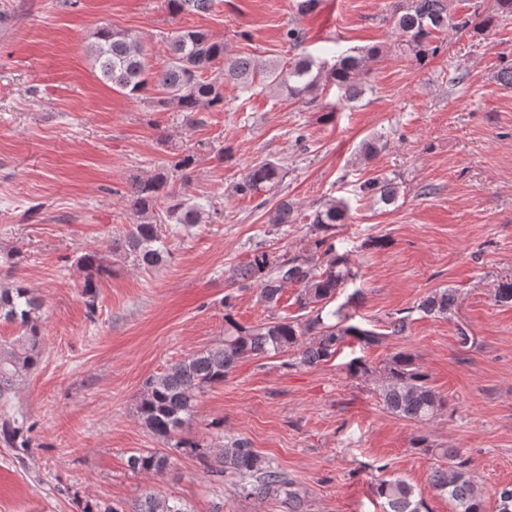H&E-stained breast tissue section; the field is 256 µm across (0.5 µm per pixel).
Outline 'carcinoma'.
I'll return each instance as SVG.
<instances>
[{"instance_id": "obj_1", "label": "carcinoma", "mask_w": 512, "mask_h": 512, "mask_svg": "<svg viewBox=\"0 0 512 512\" xmlns=\"http://www.w3.org/2000/svg\"><path fill=\"white\" fill-rule=\"evenodd\" d=\"M170 14L185 10L207 14L215 0H165ZM452 0H403L393 10V29L397 47L408 52L419 65L436 57L442 45L437 35L453 26L458 30L484 31L498 17L512 14V0H495L492 11H474L459 19L453 17ZM167 60L156 69L148 62L144 47L133 36L110 28L96 32L89 52L101 80L129 99L149 98L155 110L190 112L191 122L203 123L199 114L224 111V83L234 81L246 86L258 84L269 93H284L289 98L312 104L329 84L336 86L338 101L350 104L369 90L370 64L380 48L350 50L334 57V63L302 52L282 64L279 60L253 56L231 57L224 42L202 29H185L164 38ZM197 156L177 149L170 152L163 171L133 180L125 192L127 209L134 222L129 232L112 241V252H121L137 266L156 269L168 262L169 251L162 237V225L180 224L189 228L212 218L215 211L199 203L190 204L176 193L172 179L180 177L188 184L195 172ZM284 178L282 165L272 159L249 166L231 185L236 196L253 197L278 190ZM362 197L373 203L389 205L397 197V187L389 180L370 179L359 186ZM295 203L286 197L266 211V223L279 228L295 222ZM349 206L343 200L329 199L311 215V226L318 238L310 254L288 253L274 256L255 249L250 258L229 269L227 281L237 288H256L258 301L268 308L279 303L285 288L298 286L296 302L307 315L297 321L273 319L244 326L233 317L230 297H224V342L200 350L171 365L166 371L145 381L137 407L138 419L157 437L170 441L193 416L197 394L208 386L220 384L246 356L289 354L291 365L305 367L322 363L336 355L347 335H355L369 346L380 345L392 336L404 335L410 316L396 313L384 329L347 326L348 315L339 307L324 313L338 288L351 277L347 257L336 253L331 230L345 223ZM86 276L82 294L94 306L98 281L110 274V267L96 250L79 258ZM456 300L455 291L444 288L426 296L416 310L426 317L448 314ZM42 304L24 283L15 281L0 288V320L16 324L20 334L0 341V403L8 401L16 385L37 369L43 355L40 310ZM374 375V390L390 413L418 423L433 420L445 405L444 399L429 384V374L415 355L400 350L393 353L380 370L364 369ZM0 442L23 453L30 448L26 420L0 414ZM416 447L445 460L430 474V482L439 493L448 496L454 512H485L484 501L472 479L470 461L460 451L433 448L420 440ZM128 467L162 475L168 457L157 452L129 456ZM206 474L213 477L235 476L238 488L248 496L281 499L288 512H305L304 500L293 482L272 466L242 438L225 443L221 458L214 464L203 462ZM375 494L384 500V512H430L423 497L401 478L381 479ZM133 512H187L174 498L149 494L140 499Z\"/></svg>"}]
</instances>
